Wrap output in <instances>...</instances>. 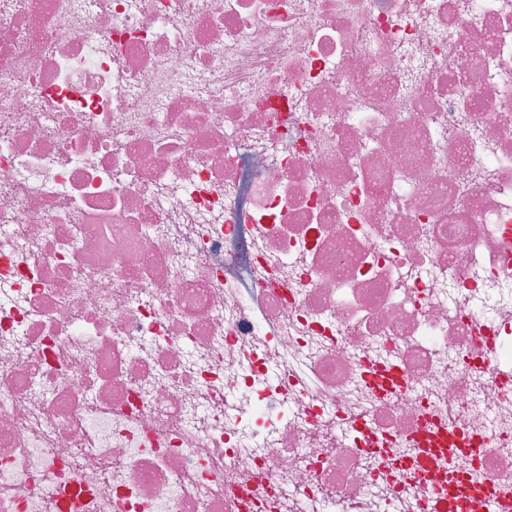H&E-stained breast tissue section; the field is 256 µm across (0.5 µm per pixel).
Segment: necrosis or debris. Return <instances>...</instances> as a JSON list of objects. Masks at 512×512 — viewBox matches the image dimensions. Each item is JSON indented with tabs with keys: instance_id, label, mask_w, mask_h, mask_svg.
<instances>
[{
	"instance_id": "obj_1",
	"label": "necrosis or debris",
	"mask_w": 512,
	"mask_h": 512,
	"mask_svg": "<svg viewBox=\"0 0 512 512\" xmlns=\"http://www.w3.org/2000/svg\"><path fill=\"white\" fill-rule=\"evenodd\" d=\"M509 315L512 0H0V512L512 496ZM438 448H431L438 463L448 464V480H439L432 501L423 505L424 512H465L470 500L482 501L486 512H512V497H503L492 483L476 484L464 473L451 475L456 457L463 453L476 460L480 448H457L440 438Z\"/></svg>"
}]
</instances>
